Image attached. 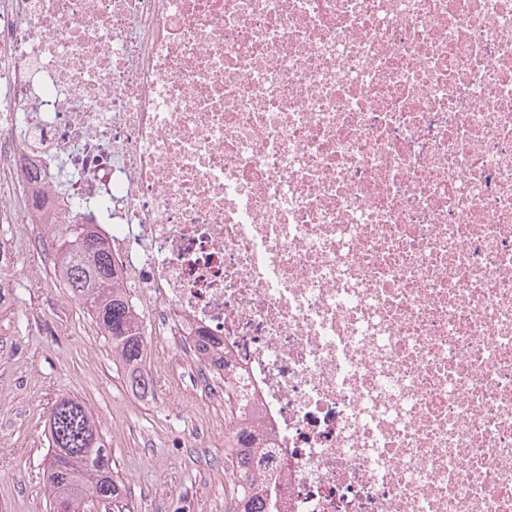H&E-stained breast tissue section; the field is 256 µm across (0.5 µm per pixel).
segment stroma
<instances>
[{
    "mask_svg": "<svg viewBox=\"0 0 512 512\" xmlns=\"http://www.w3.org/2000/svg\"><path fill=\"white\" fill-rule=\"evenodd\" d=\"M22 251L17 300L0 315V512H50L42 469L46 419L61 397L84 401L112 448L129 512H224V403L191 386L171 342L146 339L148 393L123 368L86 307L42 263L35 227Z\"/></svg>",
    "mask_w": 512,
    "mask_h": 512,
    "instance_id": "1",
    "label": "stroma"
}]
</instances>
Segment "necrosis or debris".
Instances as JSON below:
<instances>
[{
  "label": "necrosis or debris",
  "mask_w": 512,
  "mask_h": 512,
  "mask_svg": "<svg viewBox=\"0 0 512 512\" xmlns=\"http://www.w3.org/2000/svg\"><path fill=\"white\" fill-rule=\"evenodd\" d=\"M0 171L232 351L279 512H512V0H0Z\"/></svg>",
  "instance_id": "necrosis-or-debris-1"
}]
</instances>
